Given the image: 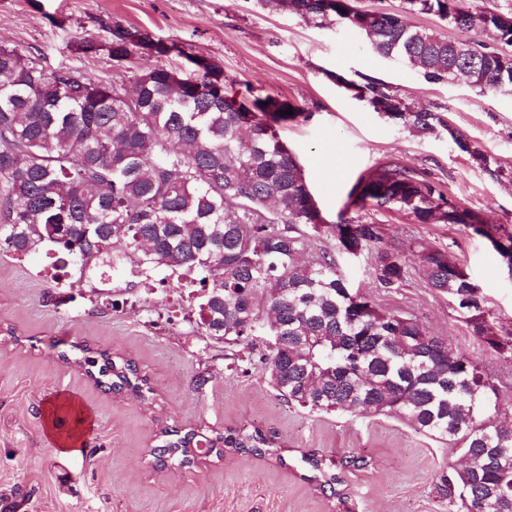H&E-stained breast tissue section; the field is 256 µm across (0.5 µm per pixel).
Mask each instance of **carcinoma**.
Returning <instances> with one entry per match:
<instances>
[{
	"label": "carcinoma",
	"instance_id": "carcinoma-1",
	"mask_svg": "<svg viewBox=\"0 0 512 512\" xmlns=\"http://www.w3.org/2000/svg\"><path fill=\"white\" fill-rule=\"evenodd\" d=\"M322 24L331 13L364 33L380 57L417 66L433 83L464 76L480 91L512 83V52L472 40L456 42L418 29L408 14L439 17L512 47V17L472 13L459 0H402L399 12L360 11L351 0H261ZM172 53L193 65L138 64L145 50ZM108 52L126 70L112 82L69 67L24 60L0 45V247L21 259L43 252L70 262L89 277L104 278L131 264L149 274L165 268L191 279L197 333L232 349L258 333L278 337L261 362L288 405L310 412H395L422 434L470 454L458 471L448 465L434 477L441 512H512V417L500 416L495 388L481 364L448 349L416 320L382 310L366 298L350 302L335 258L322 253L300 261L308 234L322 225L305 175L278 127L301 110L267 95L238 101L226 91L212 62L167 44L112 27ZM355 94L376 112L421 131L439 125L484 167L472 148L438 113L415 110L390 86L369 79ZM293 114H286V110ZM355 204L406 212L422 223H481L447 202L435 186L406 169L384 166L355 185ZM343 247L373 249L377 277L401 284L405 262L382 245L376 224L331 225ZM499 236L501 256L512 234ZM428 285L458 300L471 293L448 254L423 255ZM467 311L474 333L512 358V341L488 325L481 298ZM99 386L142 395L147 378L135 363L106 350L73 344L59 354ZM153 449L160 468L183 466L199 450L274 456L286 464L277 434L255 426L227 427L206 435L165 427ZM301 462L320 488L340 495L336 463L315 453Z\"/></svg>",
	"mask_w": 512,
	"mask_h": 512
}]
</instances>
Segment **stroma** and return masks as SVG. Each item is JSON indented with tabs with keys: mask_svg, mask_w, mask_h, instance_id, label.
<instances>
[{
	"mask_svg": "<svg viewBox=\"0 0 512 512\" xmlns=\"http://www.w3.org/2000/svg\"><path fill=\"white\" fill-rule=\"evenodd\" d=\"M116 24L219 65L237 97L271 95L299 107L301 117L284 123L280 136L302 165L324 224L379 225L383 246L403 253L408 274L400 287H382L374 251L348 254L328 231L309 234L310 253L331 252L349 288L416 318L480 362L512 414V360L474 334L448 293L429 286L420 255L441 250L465 270L503 340H512V268L464 225L424 224L350 199L361 177L397 165L484 223L512 232V94L483 93L462 79L427 82L417 68L374 54L365 34L336 16L317 26L259 0H0V45L105 82L119 72L106 51ZM86 39L98 44L96 53L75 52ZM364 77L388 83L412 108L443 113L448 128L422 133L373 111L344 86ZM454 130L490 165L462 151ZM42 263L39 253L20 260L0 253V493L20 512H440L434 474L459 459L446 442L393 413L313 414L288 406L271 388L258 350L239 345L237 363H229L223 344L172 317L165 290L147 294L129 273L111 275L115 308L83 281L50 289ZM73 343L134 361L152 394L97 388L59 359ZM200 375L207 379L201 387ZM60 394L92 418L76 453H63L46 433ZM240 423L275 431L287 444L286 464L236 455L156 468L150 450L161 427L208 433ZM312 452L335 461L353 454L365 464L346 469L342 495L332 497L300 463Z\"/></svg>",
	"mask_w": 512,
	"mask_h": 512,
	"instance_id": "1",
	"label": "stroma"
}]
</instances>
